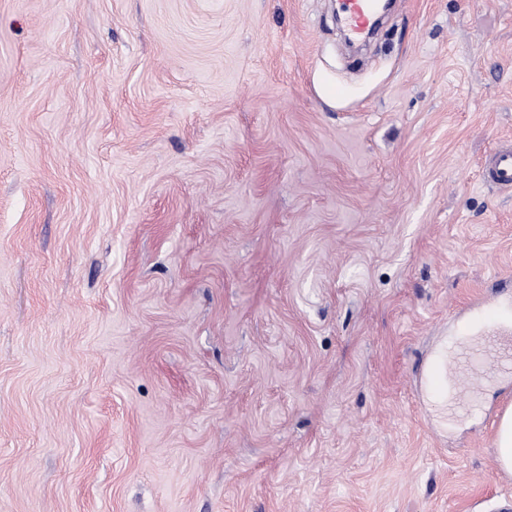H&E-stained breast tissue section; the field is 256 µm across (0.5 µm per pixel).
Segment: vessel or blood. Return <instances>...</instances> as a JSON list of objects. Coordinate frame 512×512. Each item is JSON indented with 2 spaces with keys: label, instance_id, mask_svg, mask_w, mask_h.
I'll return each mask as SVG.
<instances>
[{
  "label": "vessel or blood",
  "instance_id": "obj_1",
  "mask_svg": "<svg viewBox=\"0 0 512 512\" xmlns=\"http://www.w3.org/2000/svg\"><path fill=\"white\" fill-rule=\"evenodd\" d=\"M342 21L356 37L371 31L376 22L372 0H342ZM484 185L512 189V142L497 143L481 163ZM458 337L447 356H433L425 367V388H432L446 374L457 375L459 384L454 404L469 407L483 380L495 378L505 363L512 361V334L503 325L502 305L481 301L476 312L457 327Z\"/></svg>",
  "mask_w": 512,
  "mask_h": 512
}]
</instances>
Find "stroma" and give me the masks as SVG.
<instances>
[{"label":"stroma","instance_id":"1","mask_svg":"<svg viewBox=\"0 0 512 512\" xmlns=\"http://www.w3.org/2000/svg\"><path fill=\"white\" fill-rule=\"evenodd\" d=\"M0 0V512H488L421 364L512 274V0ZM341 12L344 27L355 37L371 31L376 22L371 0H343ZM480 179L484 185L512 189V142H498L481 163Z\"/></svg>","mask_w":512,"mask_h":512}]
</instances>
